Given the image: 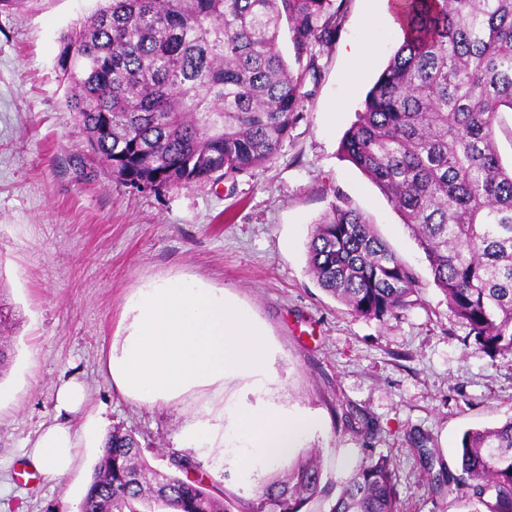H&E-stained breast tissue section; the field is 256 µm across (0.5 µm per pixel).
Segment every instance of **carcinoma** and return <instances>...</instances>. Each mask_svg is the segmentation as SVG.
<instances>
[{"mask_svg":"<svg viewBox=\"0 0 512 512\" xmlns=\"http://www.w3.org/2000/svg\"><path fill=\"white\" fill-rule=\"evenodd\" d=\"M346 0H104L64 35L66 105L84 145L135 189L216 182L264 165L302 118L317 49ZM403 40L340 151L401 214L448 312L478 353L512 355V167L498 153L512 111V0H392ZM293 47H278L282 23ZM308 268L351 314L380 322L414 304L413 269L342 196L312 224ZM471 512H512V417L461 439ZM156 470L134 434L106 438L79 512H306L324 496L300 455L251 499L187 456ZM328 512H398L396 471L370 457ZM497 145L505 164L512 158V112L500 115V124L496 129Z\"/></svg>","mask_w":512,"mask_h":512,"instance_id":"cac0c4a2","label":"carcinoma"}]
</instances>
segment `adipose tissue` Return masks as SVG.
I'll list each match as a JSON object with an SVG mask.
<instances>
[{"mask_svg":"<svg viewBox=\"0 0 512 512\" xmlns=\"http://www.w3.org/2000/svg\"><path fill=\"white\" fill-rule=\"evenodd\" d=\"M127 334L110 345L103 367L111 382L128 398L169 402L188 392L246 377L254 388L266 379L267 339L250 313L231 301L223 289L194 281L151 283L130 302ZM84 404L82 384L69 381L56 393L57 422L42 427L28 454L35 469L63 477L80 457L88 430L77 431L70 414ZM234 426L244 438L246 453L236 459L247 474L261 463L288 457L309 418L259 402L240 408Z\"/></svg>","mask_w":512,"mask_h":512,"instance_id":"obj_1","label":"adipose tissue"}]
</instances>
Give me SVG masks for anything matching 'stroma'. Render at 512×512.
<instances>
[{
    "label": "stroma",
    "mask_w": 512,
    "mask_h": 512,
    "mask_svg": "<svg viewBox=\"0 0 512 512\" xmlns=\"http://www.w3.org/2000/svg\"><path fill=\"white\" fill-rule=\"evenodd\" d=\"M98 0H26L0 10V302L12 313L0 335L8 365L0 375V512H77L101 454L81 451L66 477H25L30 442L56 416V391L83 383L86 410L108 427L132 431L150 462L166 469L188 456L227 493L253 497L286 464L243 479L223 448H199L185 427L206 408L232 411L250 382L225 380L169 403L128 399L102 361L122 335L125 309L149 282L199 280L247 309L270 344L263 398L317 414L321 427L300 451H321L323 480L339 483L367 453L388 456L400 512H468L466 485L432 489L431 474L460 475L465 431L512 418V356L474 352L448 313L428 263L400 214L371 181L342 160L339 143L364 96L401 43L379 27L365 71L350 45L365 38L380 0H347L342 30L319 56L321 77L276 156L219 184L159 192L114 181L86 152L65 103L58 57L63 35ZM364 212L418 277L414 305L385 322L352 315L307 271L310 228L338 198ZM375 422L354 432L349 411ZM72 414L80 426L84 414ZM432 454L424 466L414 438Z\"/></svg>",
    "instance_id": "35a3bbf8"
}]
</instances>
